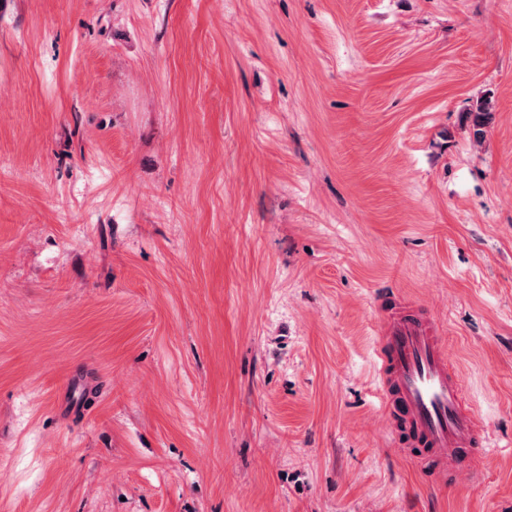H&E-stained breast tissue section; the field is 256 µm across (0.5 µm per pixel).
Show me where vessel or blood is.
I'll return each mask as SVG.
<instances>
[{"instance_id":"b4317fda","label":"vessel or blood","mask_w":512,"mask_h":512,"mask_svg":"<svg viewBox=\"0 0 512 512\" xmlns=\"http://www.w3.org/2000/svg\"><path fill=\"white\" fill-rule=\"evenodd\" d=\"M374 354L380 408L405 457L437 486L463 473L480 478L491 438L448 357L440 323L385 295Z\"/></svg>"}]
</instances>
